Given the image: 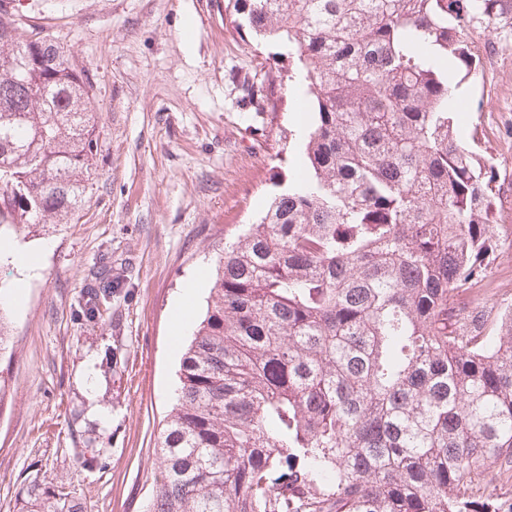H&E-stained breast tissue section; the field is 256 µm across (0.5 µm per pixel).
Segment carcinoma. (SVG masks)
Masks as SVG:
<instances>
[{"mask_svg": "<svg viewBox=\"0 0 512 512\" xmlns=\"http://www.w3.org/2000/svg\"><path fill=\"white\" fill-rule=\"evenodd\" d=\"M0 0V223L67 224L97 152L91 85ZM303 74L301 168L224 244L157 445L148 512H512V307L455 292L497 248L494 166L455 133L472 32L512 0H229ZM106 268L81 307L101 317ZM23 512H85L32 483ZM475 493L485 495L494 494L503 497L512 496V470L507 469L497 460H490L486 464L484 482L473 490Z\"/></svg>", "mask_w": 512, "mask_h": 512, "instance_id": "obj_1", "label": "carcinoma"}]
</instances>
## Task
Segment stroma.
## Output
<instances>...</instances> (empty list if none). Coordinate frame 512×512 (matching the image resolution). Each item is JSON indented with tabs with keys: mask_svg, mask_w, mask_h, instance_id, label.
Listing matches in <instances>:
<instances>
[{
	"mask_svg": "<svg viewBox=\"0 0 512 512\" xmlns=\"http://www.w3.org/2000/svg\"><path fill=\"white\" fill-rule=\"evenodd\" d=\"M20 38L48 34L88 75L98 151L72 223L0 224V240L53 239L40 274L0 261V286L24 277L0 353V512H20L31 480L62 485L88 512H145L155 445L174 405L192 334L173 303L224 241L288 184L300 152L294 63L279 46L232 36L225 0H16ZM458 138L491 158L512 215V40L484 51L458 87ZM453 300L487 328L512 305V238ZM102 319L79 303L103 265ZM94 458L86 467V458Z\"/></svg>",
	"mask_w": 512,
	"mask_h": 512,
	"instance_id": "stroma-1",
	"label": "stroma"
}]
</instances>
